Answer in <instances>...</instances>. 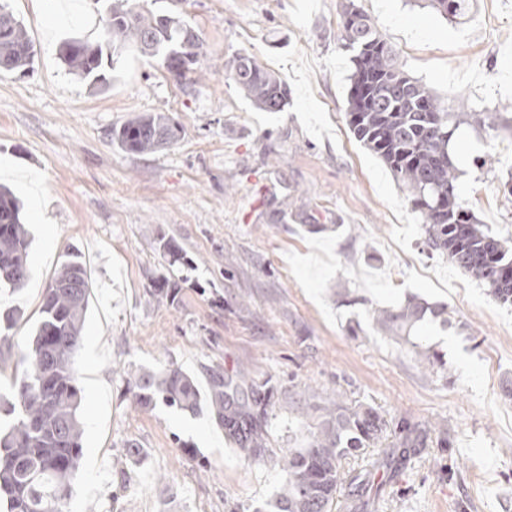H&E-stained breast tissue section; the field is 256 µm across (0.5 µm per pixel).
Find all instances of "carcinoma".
Listing matches in <instances>:
<instances>
[{
  "label": "carcinoma",
  "instance_id": "carcinoma-1",
  "mask_svg": "<svg viewBox=\"0 0 512 512\" xmlns=\"http://www.w3.org/2000/svg\"><path fill=\"white\" fill-rule=\"evenodd\" d=\"M104 15L97 40L75 39L61 50L69 71L100 84L107 70L128 51L159 57L177 79L194 72L200 42L180 19L129 0H102ZM441 17L455 22L471 12L472 0H428ZM344 46L354 52L347 92L348 123L354 136L391 169L408 193L412 209L425 228L428 248L448 258L502 304L512 305V249L473 219L458 196V168L450 145L461 118H471L487 130L497 129L491 112L450 111L440 98L398 64L393 46L380 35L355 4L342 5ZM34 46L25 26L0 7V69L27 73ZM229 78L262 112H282L288 87L247 53L224 62ZM178 125L162 113H136L112 129V142L128 152L153 153L177 140ZM29 233L12 192L0 186V286L21 289L30 277ZM91 295L87 267L79 252H70L46 289L29 346L21 351L25 370L9 395L0 396V410L10 417L0 430V501L7 512H65L71 482L82 456V396L74 357L82 341ZM448 324V306L431 305L415 296L392 309L374 311L375 327L413 350L431 371L444 369V356L419 343L416 332L427 319ZM127 389L135 404L194 412L200 397L193 379L178 367L141 370L129 375ZM274 386L258 384L243 372H215L211 410L245 459H262L267 451L265 423L276 402ZM319 393L307 386L296 403L302 415L317 413L316 431L306 448L282 452L284 480L279 492L255 512H327L345 494L342 462L376 443L386 422L370 406L349 403L341 394L329 405L316 402ZM398 440L384 450L394 463L406 460L437 426L397 424Z\"/></svg>",
  "mask_w": 512,
  "mask_h": 512
}]
</instances>
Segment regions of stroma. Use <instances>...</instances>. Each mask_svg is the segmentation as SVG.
Listing matches in <instances>:
<instances>
[{
    "instance_id": "1",
    "label": "stroma",
    "mask_w": 512,
    "mask_h": 512,
    "mask_svg": "<svg viewBox=\"0 0 512 512\" xmlns=\"http://www.w3.org/2000/svg\"><path fill=\"white\" fill-rule=\"evenodd\" d=\"M5 2L35 56L28 74L0 71V183L32 239L27 286L0 288V309L19 312L0 343V385L20 373L66 253L95 269L75 356L84 434L70 512H254L283 482L281 449L311 439L315 421L294 403L306 385L368 404L389 425L381 446L343 464L371 473L363 512H512L502 389L512 306L429 251L396 177L350 130L340 0H140L194 28V79L129 52L96 87L66 69L60 49L96 38L98 0ZM355 2L411 76L449 104L497 113L494 131L461 124L452 149L460 201L512 247V0H477L463 24L418 0H393L388 13L379 0ZM243 51L286 83L285 111L256 110L227 76L225 60ZM139 112L171 116L178 141L148 154L117 148L113 128ZM163 239L186 264L169 265ZM162 276L175 298L149 296ZM409 294L448 307L452 327L419 329L447 373L373 325L371 308ZM169 365L204 399L216 371L274 385L269 455L245 460L208 409L137 408L122 372ZM402 420L447 424L449 445L428 439L393 473L377 462ZM132 442L141 453L129 461Z\"/></svg>"
}]
</instances>
